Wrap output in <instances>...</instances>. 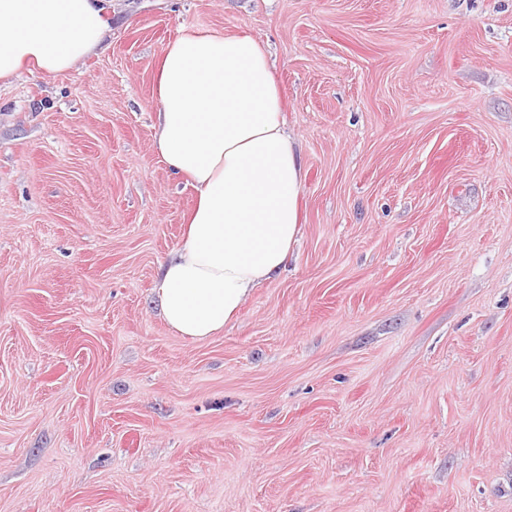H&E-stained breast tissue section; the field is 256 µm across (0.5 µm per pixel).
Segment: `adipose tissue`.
Here are the masks:
<instances>
[{"mask_svg":"<svg viewBox=\"0 0 512 512\" xmlns=\"http://www.w3.org/2000/svg\"><path fill=\"white\" fill-rule=\"evenodd\" d=\"M106 0H0V81L60 75L104 52ZM155 148L197 202L155 293L176 335L223 332L301 237V159L265 47L246 32L187 30L159 60Z\"/></svg>","mask_w":512,"mask_h":512,"instance_id":"obj_1","label":"adipose tissue"}]
</instances>
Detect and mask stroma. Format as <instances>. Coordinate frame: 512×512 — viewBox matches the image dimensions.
I'll list each match as a JSON object with an SVG mask.
<instances>
[{
    "instance_id": "35a3bbf8",
    "label": "stroma",
    "mask_w": 512,
    "mask_h": 512,
    "mask_svg": "<svg viewBox=\"0 0 512 512\" xmlns=\"http://www.w3.org/2000/svg\"><path fill=\"white\" fill-rule=\"evenodd\" d=\"M186 29L268 47L306 170L199 342L154 294ZM0 512H512V0H112L104 53L0 84Z\"/></svg>"
}]
</instances>
